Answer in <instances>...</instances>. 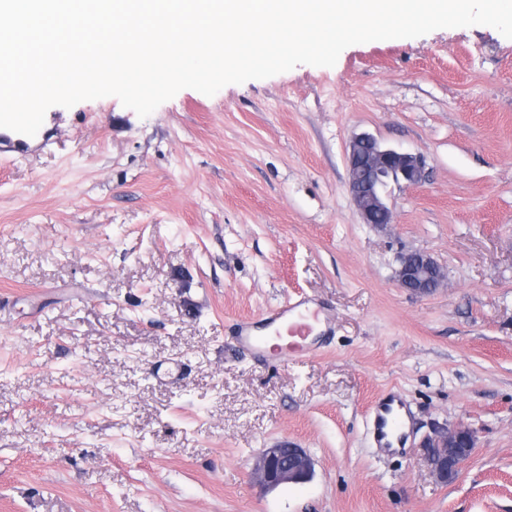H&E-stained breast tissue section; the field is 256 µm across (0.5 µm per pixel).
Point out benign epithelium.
Here are the masks:
<instances>
[{"label":"benign epithelium","instance_id":"7a95c632","mask_svg":"<svg viewBox=\"0 0 512 512\" xmlns=\"http://www.w3.org/2000/svg\"><path fill=\"white\" fill-rule=\"evenodd\" d=\"M347 162L350 195L365 224L392 223L393 214L386 199L389 183L414 186L425 178V163L420 156L384 147L368 134L350 142ZM444 278L443 268L425 252H408L398 258L395 279L410 293L430 294L442 285ZM474 445V432L463 423L435 424L420 443V447L428 450L431 470L443 480L459 472ZM312 470L313 462L303 449L281 442L263 450L255 473L264 486L275 488L285 483H302Z\"/></svg>","mask_w":512,"mask_h":512}]
</instances>
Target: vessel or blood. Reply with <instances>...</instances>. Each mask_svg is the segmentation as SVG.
Masks as SVG:
<instances>
[{
	"instance_id": "vessel-or-blood-1",
	"label": "vessel or blood",
	"mask_w": 512,
	"mask_h": 512,
	"mask_svg": "<svg viewBox=\"0 0 512 512\" xmlns=\"http://www.w3.org/2000/svg\"><path fill=\"white\" fill-rule=\"evenodd\" d=\"M319 311L313 308L311 301L297 300L277 306L264 322H241L237 327L235 341L240 348L253 353L264 349L263 339L266 333L286 328L293 339L294 346H303L313 330L312 318L318 317ZM402 407L393 406L391 401L380 403L374 412V427L378 447L389 450L393 442L403 436Z\"/></svg>"
}]
</instances>
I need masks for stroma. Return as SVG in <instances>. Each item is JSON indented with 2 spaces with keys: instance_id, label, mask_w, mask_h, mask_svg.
I'll return each instance as SVG.
<instances>
[{
  "instance_id": "stroma-1",
  "label": "stroma",
  "mask_w": 512,
  "mask_h": 512,
  "mask_svg": "<svg viewBox=\"0 0 512 512\" xmlns=\"http://www.w3.org/2000/svg\"><path fill=\"white\" fill-rule=\"evenodd\" d=\"M47 115L0 152V512H512V39L438 29L144 119L114 96ZM362 133L426 163L387 226L348 191ZM413 250L432 293L395 280ZM302 298L311 352L237 347ZM390 392L395 455L370 418ZM435 423L476 435L447 481ZM281 441L313 474L268 489ZM444 278L445 271L430 254L415 251L398 258L395 279L400 288L410 293H432L442 285Z\"/></svg>"
}]
</instances>
